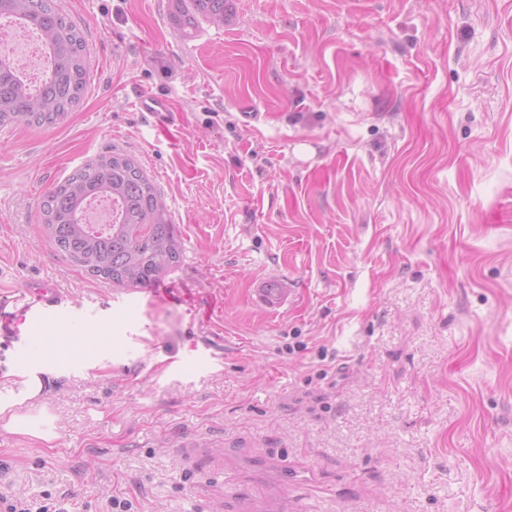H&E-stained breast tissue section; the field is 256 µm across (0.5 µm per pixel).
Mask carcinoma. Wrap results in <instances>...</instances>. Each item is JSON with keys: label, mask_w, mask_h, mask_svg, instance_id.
Masks as SVG:
<instances>
[{"label": "carcinoma", "mask_w": 512, "mask_h": 512, "mask_svg": "<svg viewBox=\"0 0 512 512\" xmlns=\"http://www.w3.org/2000/svg\"><path fill=\"white\" fill-rule=\"evenodd\" d=\"M190 35L196 15L224 24L228 0H176ZM0 17L39 31L47 55L44 79L30 86L0 51V127L52 125L75 107L87 77L85 43L55 0H0ZM112 198V224L99 231L83 222L88 201ZM43 223L55 248L94 277L148 287L178 262L174 225L148 175L127 155L98 156L52 188L42 202Z\"/></svg>", "instance_id": "cac0c4a2"}]
</instances>
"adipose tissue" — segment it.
Instances as JSON below:
<instances>
[{
  "label": "adipose tissue",
  "mask_w": 512,
  "mask_h": 512,
  "mask_svg": "<svg viewBox=\"0 0 512 512\" xmlns=\"http://www.w3.org/2000/svg\"><path fill=\"white\" fill-rule=\"evenodd\" d=\"M17 374L21 378L17 391L0 401V429L51 441L54 437L53 418L39 402L47 385L42 370L23 367Z\"/></svg>",
  "instance_id": "adipose-tissue-1"
}]
</instances>
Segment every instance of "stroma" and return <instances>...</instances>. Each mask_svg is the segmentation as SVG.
<instances>
[{"instance_id": "stroma-1", "label": "stroma", "mask_w": 512, "mask_h": 512, "mask_svg": "<svg viewBox=\"0 0 512 512\" xmlns=\"http://www.w3.org/2000/svg\"><path fill=\"white\" fill-rule=\"evenodd\" d=\"M57 5L87 86L0 128V298L69 293L85 345L41 337L55 437L0 430V491L246 512L276 458L305 512H512V0H231L189 38L175 0ZM111 151L172 217L155 303L44 229ZM139 109L141 112H147L153 116L160 124H164L170 117V110L166 100L155 95H142L138 99Z\"/></svg>"}]
</instances>
